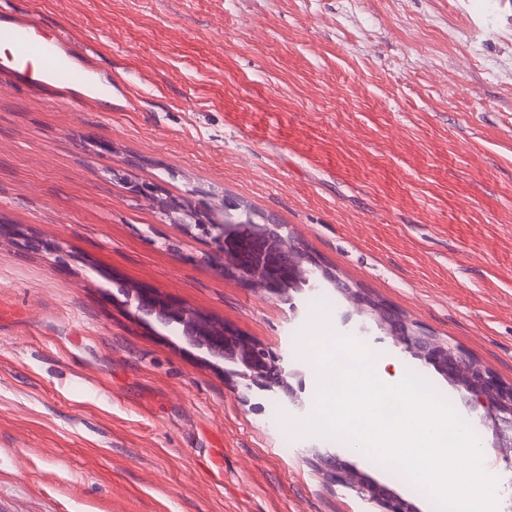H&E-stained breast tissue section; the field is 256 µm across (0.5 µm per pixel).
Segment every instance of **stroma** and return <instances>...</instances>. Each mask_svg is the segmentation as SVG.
<instances>
[{
    "instance_id": "stroma-1",
    "label": "stroma",
    "mask_w": 512,
    "mask_h": 512,
    "mask_svg": "<svg viewBox=\"0 0 512 512\" xmlns=\"http://www.w3.org/2000/svg\"><path fill=\"white\" fill-rule=\"evenodd\" d=\"M77 42L112 109L0 94V512H376L309 450L438 512L368 453L289 436L275 398L126 303L155 291L288 356L315 292L255 291L203 262L178 217L136 196L243 208L512 384V0H0ZM34 238L47 250L24 247ZM337 335L442 373L360 332Z\"/></svg>"
}]
</instances>
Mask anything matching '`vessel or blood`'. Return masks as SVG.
Wrapping results in <instances>:
<instances>
[{"label":"vessel or blood","mask_w":512,"mask_h":512,"mask_svg":"<svg viewBox=\"0 0 512 512\" xmlns=\"http://www.w3.org/2000/svg\"><path fill=\"white\" fill-rule=\"evenodd\" d=\"M30 27V21L23 18L0 25V44L14 49L10 58L0 62V91L23 84L35 90L49 88L73 99L81 97L89 104L111 102V81H92L81 47L61 34L45 44L35 42Z\"/></svg>","instance_id":"1"}]
</instances>
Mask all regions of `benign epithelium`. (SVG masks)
I'll return each mask as SVG.
<instances>
[{
	"instance_id": "7a95c632",
	"label": "benign epithelium",
	"mask_w": 512,
	"mask_h": 512,
	"mask_svg": "<svg viewBox=\"0 0 512 512\" xmlns=\"http://www.w3.org/2000/svg\"><path fill=\"white\" fill-rule=\"evenodd\" d=\"M135 194L155 201L168 215L181 211L177 202L159 197L152 184L136 187ZM192 221L193 228L211 246L207 259L250 288L278 295L287 285L299 291L312 280L340 283L333 270L311 253L287 245L278 224H214L206 211L193 213ZM119 292L133 300L144 315L155 318L190 344L206 349L217 359L241 366L245 389L255 387L273 394L280 390L288 398V408L305 407L303 386L295 388L290 383L298 370L283 355L246 336L227 332L224 326L197 311L164 305L151 292L130 294L122 288ZM342 292L357 313L369 316L405 352L444 373L461 392L467 412L482 411L481 423L491 430L493 447H512V386L501 383L483 365L464 361L456 347L436 341L422 327L407 321L382 301L350 286ZM309 461L324 468L328 477L355 492L360 499L376 504L379 512H415L410 501L373 482L363 472L348 468L327 451H312Z\"/></svg>"
}]
</instances>
